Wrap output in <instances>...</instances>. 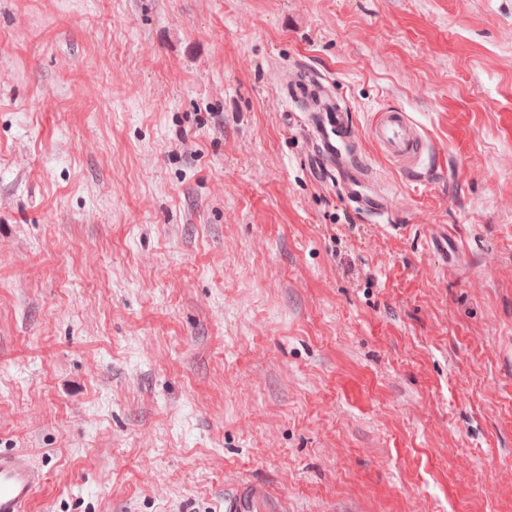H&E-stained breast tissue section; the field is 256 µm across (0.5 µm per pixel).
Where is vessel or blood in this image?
Masks as SVG:
<instances>
[{
	"mask_svg": "<svg viewBox=\"0 0 512 512\" xmlns=\"http://www.w3.org/2000/svg\"><path fill=\"white\" fill-rule=\"evenodd\" d=\"M291 87L307 98L325 100V114L313 115V147L319 159L339 163L351 187L350 197H358V186L367 174L360 154L343 155L344 146L355 143L356 132L346 113L337 111L335 100L316 76L298 70ZM372 137L390 156L414 164L423 150L421 135L407 114L391 110L383 112L374 125ZM40 475L30 458L19 451L0 449V512H28ZM224 512H268L265 494L257 487L245 486L224 496Z\"/></svg>",
	"mask_w": 512,
	"mask_h": 512,
	"instance_id": "1",
	"label": "vessel or blood"
}]
</instances>
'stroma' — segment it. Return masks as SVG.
Wrapping results in <instances>:
<instances>
[{"instance_id": "stroma-1", "label": "stroma", "mask_w": 512, "mask_h": 512, "mask_svg": "<svg viewBox=\"0 0 512 512\" xmlns=\"http://www.w3.org/2000/svg\"><path fill=\"white\" fill-rule=\"evenodd\" d=\"M0 448L28 512H512V0H0ZM281 85L298 89L306 98L312 100L326 99L325 117L323 114H314L312 121L314 125L313 147L315 155L326 162L336 161L344 168L349 183L348 194L352 198H358L360 193L353 187L367 179L366 169L361 155L358 151L350 156L342 154V147L356 142V132L352 121L349 120L346 112H336V102L329 94L327 88L317 80L315 75L305 71L297 70L293 73V79L284 82L277 80ZM352 176V178L350 177ZM372 137L390 156L410 166L423 150L421 135L405 112H383L373 127ZM39 478L25 453L0 448V512H27ZM265 506V493L257 487L245 486L224 495V512H270Z\"/></svg>"}]
</instances>
